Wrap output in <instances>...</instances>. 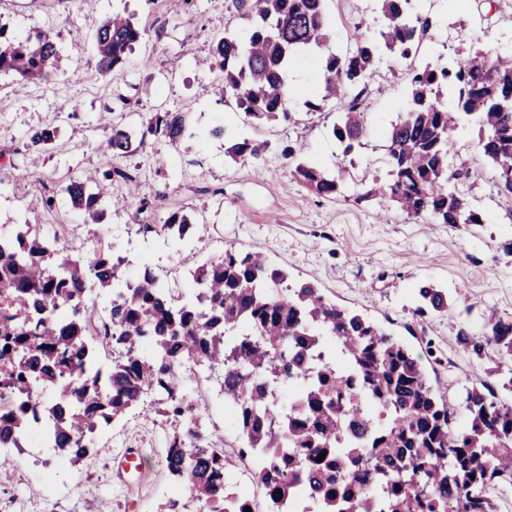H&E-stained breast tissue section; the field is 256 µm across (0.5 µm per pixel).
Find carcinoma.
Instances as JSON below:
<instances>
[{"mask_svg":"<svg viewBox=\"0 0 512 512\" xmlns=\"http://www.w3.org/2000/svg\"><path fill=\"white\" fill-rule=\"evenodd\" d=\"M386 21L385 48L402 60L417 56L428 20L410 12L411 0H379ZM248 22L242 34L224 32L210 54L222 72L217 95L231 97L260 125L288 119L292 57L328 39L325 0H233ZM143 38L131 19L115 15L96 31L91 51L100 74L122 68ZM379 44L361 34L344 56L329 55L321 73L318 111L340 104L332 135L342 158L362 145L365 116L356 88L376 69ZM56 36L37 30L23 39L0 25V73L47 80L57 66ZM410 105L386 132L389 179L373 180L361 195L377 197L413 218L451 227L481 224L459 189L469 174L453 137L458 123L478 127L479 153L494 169L498 187L512 195V55L483 46L453 66H411ZM458 93L448 110L444 92ZM172 144L194 138L187 113L156 112L141 134ZM28 145L44 149L51 128L28 132ZM132 141L122 129L100 150L123 157ZM264 142L247 138L228 147L232 158L258 160ZM296 175L318 196L333 197L350 170L342 161L327 172L299 163ZM107 183L90 192L72 179L64 192L91 221L111 182L128 185L113 202L124 209L137 198L135 175L112 167ZM193 228L184 210L164 229L183 238ZM59 242L21 224L0 235V396L15 411L0 418V433L19 435L33 414L52 417L54 454L73 465L94 450L105 419L144 405L143 392L172 425L165 463L199 512H226L239 495L231 483L223 436L201 425L202 409L185 384L188 364L221 371L224 403L235 407L231 424L257 456L254 478L269 503L295 499L298 512H496L493 492L512 488V403L485 383L466 389L458 403L434 387L420 355L362 314L337 306L309 283H294L267 257L235 246L191 269L190 287L171 293L148 266L125 276V258L112 248L77 257ZM111 295L102 314L85 305L89 294ZM413 314L448 311V292L431 282L416 288ZM461 350L478 361L496 355L493 373L512 392V317L487 315L485 329L456 332ZM112 349L111 363L99 348ZM58 395L46 400L43 389ZM324 456L317 461L318 456ZM351 462L365 474L336 484Z\"/></svg>","mask_w":512,"mask_h":512,"instance_id":"obj_1","label":"carcinoma"}]
</instances>
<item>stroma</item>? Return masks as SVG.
<instances>
[{"instance_id":"35a3bbf8","label":"stroma","mask_w":512,"mask_h":512,"mask_svg":"<svg viewBox=\"0 0 512 512\" xmlns=\"http://www.w3.org/2000/svg\"><path fill=\"white\" fill-rule=\"evenodd\" d=\"M229 3L196 0L185 10L176 0H0V24L19 35L33 28L52 31L59 55L50 81L28 84L21 92L11 75L0 74V232L32 224L46 232L60 230L65 239L91 250L108 245L128 259V276L147 265L174 288L188 287V269L227 246L258 251L291 280L314 283L332 302L359 311L423 354L432 380L448 397L459 398L466 386L496 384L493 361L472 360L456 342L459 324L482 331L485 308L512 317V196L499 194L492 168L476 148V127L460 124L454 137L471 159L462 190L482 214V224H431L360 200L373 177L386 172V131L408 109L404 67L381 53L379 76L364 86L367 132L352 157V176L335 198L314 195L294 179V165L282 158L281 149L301 143L305 162L334 171L341 154L332 135L336 106L312 112L305 98L293 99L289 120L254 126L234 105L218 101L212 87L222 73L211 63V44L225 29L247 27ZM413 7L430 24L419 63L449 65L455 47L477 42L512 53V0H500L493 10L486 0H413ZM325 8L327 44L289 65L306 98L320 92L326 54L345 55L357 32L378 38L384 24L377 0H326ZM116 13L130 16L144 36L126 66L104 76L82 46ZM166 110L189 111L196 138L176 147L150 140L124 157L100 153L113 125L136 138L151 113ZM217 125L223 126L224 138H209ZM35 127L56 132L46 150L26 145L25 134ZM244 137L268 142L260 161L227 154V147ZM113 166L131 170L141 196L158 205L142 214L132 207L117 212L105 199L98 223L85 224L69 207L64 187ZM20 169L29 179H16ZM47 187L56 198L50 208L41 202ZM189 206L199 231L185 245L163 225L172 210ZM146 224L151 232H143ZM423 281L451 294L464 289L465 305L415 317L413 291ZM187 385L194 395L208 396L217 417L213 429L223 434L226 446L238 447L236 430L221 419L224 403L216 375L199 369ZM165 433L154 412L136 410L107 428L96 454L69 468L61 483L50 475L51 455L35 461L28 452H11L0 465V475L12 478L0 487V512L17 497L25 512H156L175 488L163 462ZM126 447L145 449L146 481L115 474L113 457Z\"/></svg>"}]
</instances>
